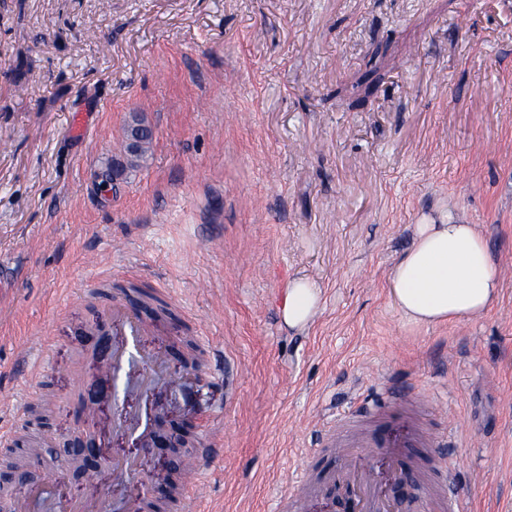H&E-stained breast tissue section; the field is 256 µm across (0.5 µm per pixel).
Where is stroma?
Segmentation results:
<instances>
[{
  "label": "stroma",
  "mask_w": 512,
  "mask_h": 512,
  "mask_svg": "<svg viewBox=\"0 0 512 512\" xmlns=\"http://www.w3.org/2000/svg\"><path fill=\"white\" fill-rule=\"evenodd\" d=\"M440 209L512 267V0H0V459L54 468L41 512H59L63 442L102 393L83 364L132 283L202 353L135 404L213 451L207 512H276L333 412L368 415L385 383L442 398L457 443L423 468L451 456L468 512H512V277L453 325L410 324L387 295ZM296 276L322 291L303 332L280 318ZM96 430L166 480L109 412ZM137 493L107 470L80 498L113 512Z\"/></svg>",
  "instance_id": "obj_1"
}]
</instances>
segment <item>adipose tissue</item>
Instances as JSON below:
<instances>
[{"instance_id": "adipose-tissue-1", "label": "adipose tissue", "mask_w": 512, "mask_h": 512, "mask_svg": "<svg viewBox=\"0 0 512 512\" xmlns=\"http://www.w3.org/2000/svg\"><path fill=\"white\" fill-rule=\"evenodd\" d=\"M499 270L477 225L450 220L447 213L423 217L411 247L397 260L388 293L402 317L420 326L453 324L484 315L498 300ZM321 304L310 279L291 278L280 306L283 322L306 328Z\"/></svg>"}]
</instances>
